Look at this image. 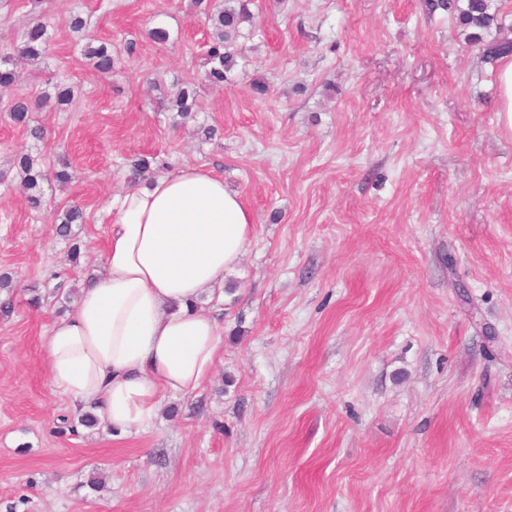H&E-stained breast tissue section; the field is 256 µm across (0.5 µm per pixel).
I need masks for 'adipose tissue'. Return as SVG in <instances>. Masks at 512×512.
<instances>
[{"label": "adipose tissue", "mask_w": 512, "mask_h": 512, "mask_svg": "<svg viewBox=\"0 0 512 512\" xmlns=\"http://www.w3.org/2000/svg\"><path fill=\"white\" fill-rule=\"evenodd\" d=\"M102 267L46 342L50 383L120 435L151 428L166 398L197 392L224 345V275L254 217L212 171L186 166L118 196ZM212 306L203 309L202 297Z\"/></svg>", "instance_id": "ef3b65f1"}]
</instances>
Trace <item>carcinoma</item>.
Listing matches in <instances>:
<instances>
[{
  "instance_id": "obj_1",
  "label": "carcinoma",
  "mask_w": 512,
  "mask_h": 512,
  "mask_svg": "<svg viewBox=\"0 0 512 512\" xmlns=\"http://www.w3.org/2000/svg\"><path fill=\"white\" fill-rule=\"evenodd\" d=\"M195 5L202 7V13L212 28V38L206 51L203 81L210 85L222 86L232 81V73L237 66V58L240 57L238 43L245 37V26L252 25L253 15L249 11L248 0H224L222 3L219 0H195ZM426 7L431 12L440 8L456 14L463 27L473 30L468 39L474 43L482 41V33L494 27L501 28L492 0H428ZM51 41L52 36L46 24L41 19L34 18L22 30L15 45V53L36 63L46 58ZM508 55H512V40L508 38L497 39L484 45L483 56L488 61ZM84 56L95 71L104 75L118 71L121 66L120 55L112 52L105 44L86 47ZM71 93L70 87L57 83L54 86V94L50 95L44 91L34 102L26 96H17L8 104L6 111L9 112L11 121L23 127L32 138L40 140L44 136V129L33 123L34 107H43L53 97L57 103L66 104L71 99ZM197 97L196 84L188 82L172 101V109L181 119H190L197 108ZM156 164V157L151 154H141L132 159L129 164L130 182L138 183L143 174ZM13 167L17 170L28 202L33 208H39L43 203L42 184L45 180L51 178L60 185H66L72 179L68 163H61L59 168L49 173L44 170L42 159L28 152L16 154ZM83 219V210L80 206L73 204L65 207L55 220L58 234L62 237L70 236L72 225L83 223ZM14 293L10 278L1 276L0 316L3 318L10 317L14 311ZM62 423L67 430L75 434L80 426L88 429L97 426L98 419L86 411L73 421L64 417Z\"/></svg>"
}]
</instances>
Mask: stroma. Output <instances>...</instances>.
<instances>
[{"instance_id": "35a3bbf8", "label": "stroma", "mask_w": 512, "mask_h": 512, "mask_svg": "<svg viewBox=\"0 0 512 512\" xmlns=\"http://www.w3.org/2000/svg\"><path fill=\"white\" fill-rule=\"evenodd\" d=\"M249 9L244 58L215 89L194 0H0V55L33 17L54 34L0 101L50 81L74 92L35 112L41 141L0 109V274L16 288L0 319V512H512V121L496 63L425 0ZM158 25L168 43L149 38ZM102 43L123 55L109 77L84 57ZM186 81L198 112L178 125L168 102ZM18 152L68 162L71 183L44 182L31 208ZM147 153L161 174L214 170L253 213L224 280V349L150 430L73 435L45 355L70 309L53 291L101 266L108 206ZM73 202L85 221L63 238L54 213Z\"/></svg>"}]
</instances>
